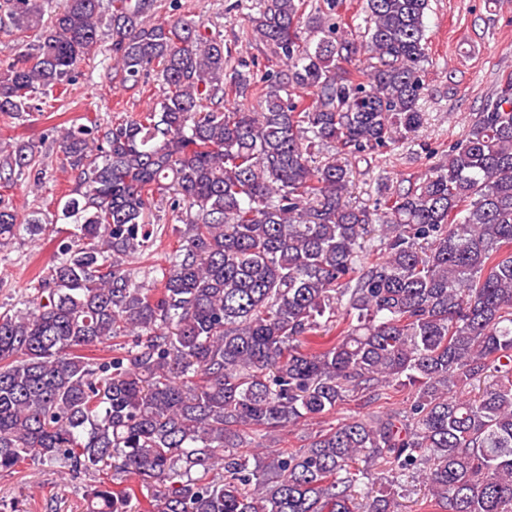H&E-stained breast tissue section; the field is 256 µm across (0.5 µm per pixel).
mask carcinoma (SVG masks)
I'll use <instances>...</instances> for the list:
<instances>
[{"label": "carcinoma", "mask_w": 512, "mask_h": 512, "mask_svg": "<svg viewBox=\"0 0 512 512\" xmlns=\"http://www.w3.org/2000/svg\"><path fill=\"white\" fill-rule=\"evenodd\" d=\"M155 2L0 0V22L34 36L0 58L1 114L43 111L105 19L123 82L155 63L165 82L160 108L59 139L84 190L54 221L78 235L31 307L0 312V472H128L164 486L148 512H398L419 473L435 512H512V76L444 161L370 210L347 199V160L423 126L428 0H365L360 41L337 35L343 0L310 13L309 0H256L254 39L288 60L259 84L229 67L220 33L149 22ZM356 56L372 64L339 65ZM248 92L256 112L203 109ZM36 154L0 149V185ZM157 195L183 227L147 288L127 264L157 236ZM22 223L46 230L0 200V246ZM332 322L335 338L312 346ZM401 389L402 411L346 419L294 452L269 445L350 397ZM361 462L385 466L386 485L369 487ZM135 496L99 485L88 512H132Z\"/></svg>", "instance_id": "1"}]
</instances>
